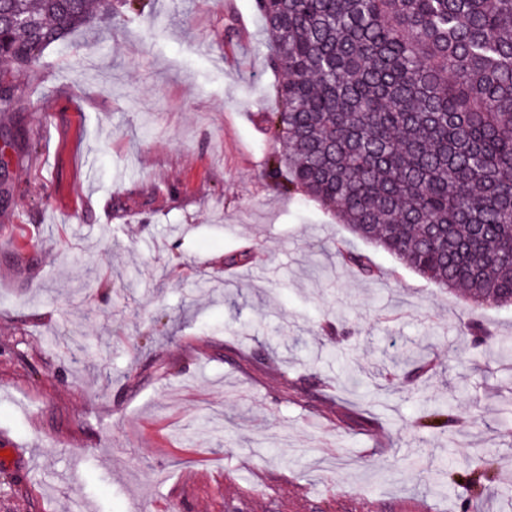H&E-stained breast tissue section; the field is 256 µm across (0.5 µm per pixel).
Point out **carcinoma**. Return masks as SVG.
Instances as JSON below:
<instances>
[{
  "label": "carcinoma",
  "mask_w": 512,
  "mask_h": 512,
  "mask_svg": "<svg viewBox=\"0 0 512 512\" xmlns=\"http://www.w3.org/2000/svg\"><path fill=\"white\" fill-rule=\"evenodd\" d=\"M269 65L263 113L285 151L264 174L357 238L471 304L512 306V0H256ZM112 0H0V113L44 50ZM370 276L362 253L340 254ZM438 402L427 427H448ZM470 485L480 454L460 461Z\"/></svg>",
  "instance_id": "carcinoma-1"
}]
</instances>
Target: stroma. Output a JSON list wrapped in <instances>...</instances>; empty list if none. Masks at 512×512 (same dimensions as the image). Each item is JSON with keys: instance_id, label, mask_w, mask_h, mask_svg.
Returning <instances> with one entry per match:
<instances>
[{"instance_id": "1", "label": "stroma", "mask_w": 512, "mask_h": 512, "mask_svg": "<svg viewBox=\"0 0 512 512\" xmlns=\"http://www.w3.org/2000/svg\"><path fill=\"white\" fill-rule=\"evenodd\" d=\"M116 9L0 115V512H460L465 453L494 460L481 512H512V307L265 177L282 76L255 0ZM434 398L455 440L414 428Z\"/></svg>"}]
</instances>
